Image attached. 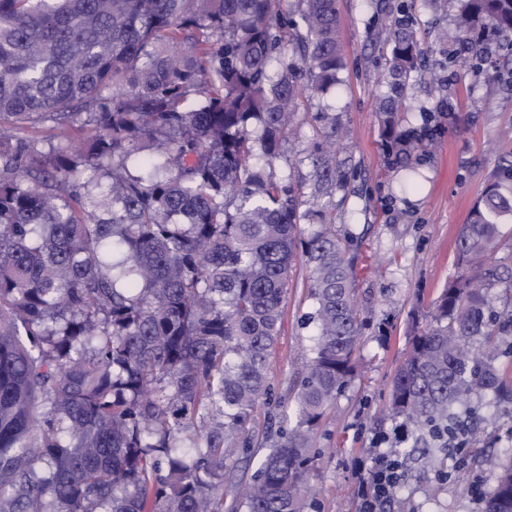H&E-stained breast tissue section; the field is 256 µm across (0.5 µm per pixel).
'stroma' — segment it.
Segmentation results:
<instances>
[{
    "label": "stroma",
    "instance_id": "1",
    "mask_svg": "<svg viewBox=\"0 0 512 512\" xmlns=\"http://www.w3.org/2000/svg\"><path fill=\"white\" fill-rule=\"evenodd\" d=\"M338 7L344 82L324 101L340 117V145L354 168L346 200L336 209V230L363 241L358 298L370 324L355 354V371L316 432L308 480L317 495L308 512H358L355 462L368 458L376 434L398 424L385 411L393 376L410 350L413 330L425 327L456 271L460 224L496 179L498 155L512 142V73L487 78L469 55L448 59L446 47L436 43L438 31L453 23V0H339ZM402 12L433 60L448 70L443 82L417 72L407 89L404 128L433 135L432 146L411 161L421 176L414 191L401 189L402 171L383 151L376 116L377 98L386 89L387 25ZM307 279L305 265H297L284 300L283 331L269 357L271 395L257 405V424L287 401L310 355ZM382 323L388 327L384 336L378 332ZM458 414L477 437L464 440L457 460L412 452L409 442L396 445L404 483L385 512H482L498 464L512 459V406L482 392Z\"/></svg>",
    "mask_w": 512,
    "mask_h": 512
}]
</instances>
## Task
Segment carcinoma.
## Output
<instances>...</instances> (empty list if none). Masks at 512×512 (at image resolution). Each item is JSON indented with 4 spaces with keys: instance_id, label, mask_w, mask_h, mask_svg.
<instances>
[{
    "instance_id": "cac0c4a2",
    "label": "carcinoma",
    "mask_w": 512,
    "mask_h": 512,
    "mask_svg": "<svg viewBox=\"0 0 512 512\" xmlns=\"http://www.w3.org/2000/svg\"><path fill=\"white\" fill-rule=\"evenodd\" d=\"M448 58L484 62L477 30L512 33V0H455ZM337 0H0V512H307L313 435L347 383L365 320L362 241L336 235L334 112H312V171L279 173L298 115L340 84ZM381 143L426 66L391 20ZM90 130L43 152L11 132ZM461 225L457 271L413 337L390 415L416 427L474 395L512 403L490 346L512 328V150ZM315 329L293 405L250 478L253 411L297 262ZM509 294L504 322L489 294ZM484 512H512V462Z\"/></svg>"
}]
</instances>
